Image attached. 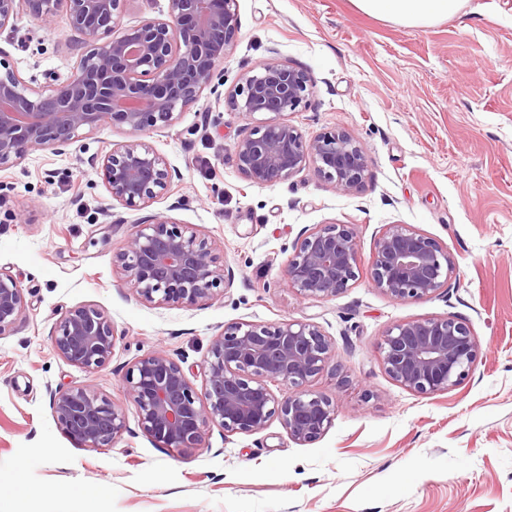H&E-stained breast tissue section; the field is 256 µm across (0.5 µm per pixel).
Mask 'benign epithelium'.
<instances>
[{
	"mask_svg": "<svg viewBox=\"0 0 512 512\" xmlns=\"http://www.w3.org/2000/svg\"><path fill=\"white\" fill-rule=\"evenodd\" d=\"M122 0H0V30L27 9L45 25L60 10L69 14L84 51L73 74L33 86L18 71H0V169L31 150L62 151L78 130L126 128L131 140L90 159L111 199L130 210L144 209L172 192L174 175L142 136L173 126L185 107L209 91L230 110L255 123L235 146L237 166L253 185L267 186L313 166L316 176L341 192L360 187L368 159L358 138L330 130L309 140L285 116L311 93L308 73L270 58L252 66L227 88L217 66L238 25L237 0H169L165 19H148L110 40ZM133 296L148 304L195 305L224 286V262L208 237L171 218L151 215L136 225L114 256ZM454 268L438 241L404 224H390L363 264L352 224H317L300 235L288 259V286L306 300L347 290L361 274L395 301L425 300L448 288ZM18 278L0 271V333L22 315ZM117 330L91 305L65 312L54 347L67 363L93 372L112 356ZM388 375L419 394L460 385L473 370L479 343L463 321L430 317L393 324L382 343ZM332 344L313 323L267 326L236 322L211 343L198 390L180 361L163 351L142 355L126 371L121 389L135 407L145 433L165 448H196L207 427L224 437L258 432L278 419L301 444L321 438L337 405L308 388L330 366ZM288 388L279 399L269 384ZM50 406L61 431L86 448H110L126 429L122 405L90 385L59 387Z\"/></svg>",
	"mask_w": 512,
	"mask_h": 512,
	"instance_id": "obj_1",
	"label": "benign epithelium"
}]
</instances>
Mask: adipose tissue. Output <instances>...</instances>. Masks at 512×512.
<instances>
[{"mask_svg":"<svg viewBox=\"0 0 512 512\" xmlns=\"http://www.w3.org/2000/svg\"><path fill=\"white\" fill-rule=\"evenodd\" d=\"M360 12L379 20L426 28L459 13L463 0H351Z\"/></svg>","mask_w":512,"mask_h":512,"instance_id":"1","label":"adipose tissue"}]
</instances>
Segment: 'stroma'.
I'll return each instance as SVG.
<instances>
[{
    "instance_id": "35a3bbf8",
    "label": "stroma",
    "mask_w": 512,
    "mask_h": 512,
    "mask_svg": "<svg viewBox=\"0 0 512 512\" xmlns=\"http://www.w3.org/2000/svg\"><path fill=\"white\" fill-rule=\"evenodd\" d=\"M237 9L225 80L273 55L307 71L313 93L287 119L307 139L354 133L368 159L363 186L340 192L309 167L250 184L234 156L247 122L207 93L146 135L177 179L145 209L112 200L89 165L128 141L117 127L1 169L0 270L19 279L25 309L0 333V478L21 476L60 512H78L72 491L100 485L96 512H512V0H466L428 28L375 19L350 0ZM75 41L66 13L45 27L23 12L0 30V61L27 79H64ZM159 213L215 242L230 271L223 295L145 304L125 288L113 256ZM318 224L354 225L365 259L386 225H408L447 248L456 271L426 300H392L364 276L335 297L302 299L284 269L300 232ZM83 305L118 332L92 373L53 347L61 316ZM444 316L479 340L472 375L431 395L400 386L382 362L387 329ZM243 321L312 322L331 341L332 367L309 384L337 404L318 440L297 443L277 420L230 437L212 425L203 447L177 452L143 432L131 405L112 447L84 448L60 430L51 390L89 384L123 402L125 372L154 349L202 386L213 339Z\"/></svg>"
}]
</instances>
